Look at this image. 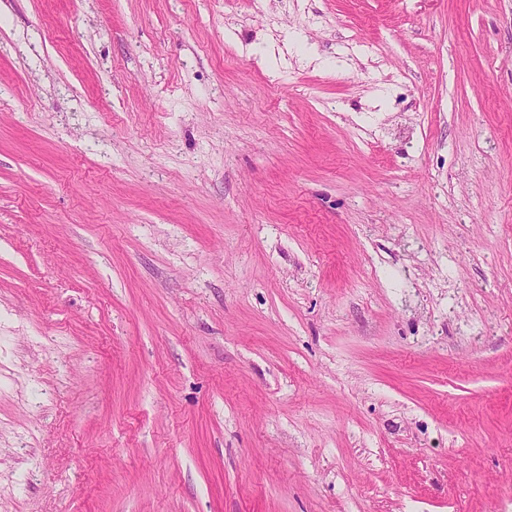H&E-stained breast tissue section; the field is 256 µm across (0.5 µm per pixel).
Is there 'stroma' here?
Segmentation results:
<instances>
[{
  "label": "stroma",
  "mask_w": 512,
  "mask_h": 512,
  "mask_svg": "<svg viewBox=\"0 0 512 512\" xmlns=\"http://www.w3.org/2000/svg\"><path fill=\"white\" fill-rule=\"evenodd\" d=\"M0 512H512V0H0Z\"/></svg>",
  "instance_id": "stroma-1"
}]
</instances>
